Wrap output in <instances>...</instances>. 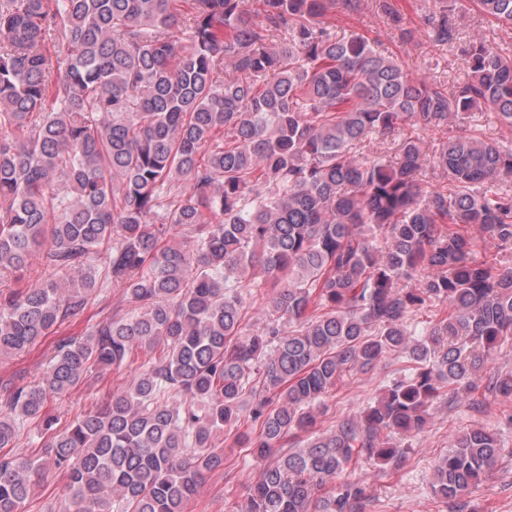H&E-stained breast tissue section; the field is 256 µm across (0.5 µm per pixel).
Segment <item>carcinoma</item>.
<instances>
[{"label":"carcinoma","instance_id":"1","mask_svg":"<svg viewBox=\"0 0 512 512\" xmlns=\"http://www.w3.org/2000/svg\"><path fill=\"white\" fill-rule=\"evenodd\" d=\"M512 28V0H475ZM336 0H0V279L53 274L0 298V355L19 354L107 288L118 309L61 340L41 377L4 387L0 448L42 424V455L0 454V512H22L46 471L73 512H185L215 445L242 419L266 460L243 512H369V460L396 467L442 399L512 402L488 366L512 340V267L473 256L469 229L512 242V150L450 135L423 191L422 141L489 106L512 128V60L482 41L453 95L363 35L320 23ZM441 45L454 9L428 19ZM376 135L399 155L362 152ZM186 234L192 247L168 239ZM273 289L244 333L252 281ZM440 307L422 338L412 313ZM292 329L284 330V323ZM160 349L106 404L54 432L47 399ZM399 351L406 364L356 419L318 431L314 407ZM473 426L431 489L464 504L502 456ZM403 131L405 134L411 133L413 136H418L424 144L425 157L418 175L422 187L430 190L434 187L446 185L448 183L447 179L444 178V174H441L440 171L434 170L431 160L436 150L440 147L441 142L446 140L448 134L424 129L421 126L411 127L409 125L405 126Z\"/></svg>","mask_w":512,"mask_h":512}]
</instances>
